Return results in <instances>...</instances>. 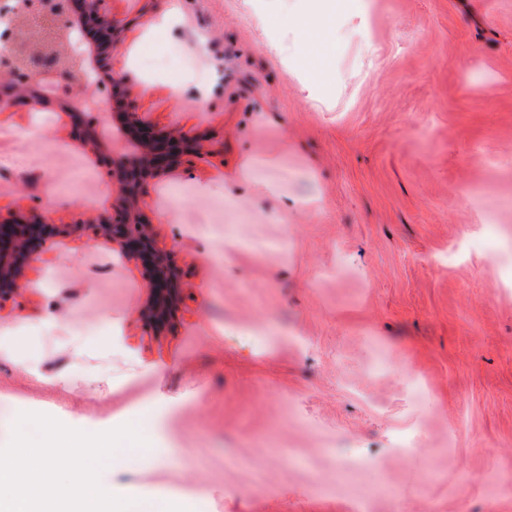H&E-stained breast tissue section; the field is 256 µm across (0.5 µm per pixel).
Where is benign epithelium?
Segmentation results:
<instances>
[{"label":"benign epithelium","instance_id":"obj_1","mask_svg":"<svg viewBox=\"0 0 512 512\" xmlns=\"http://www.w3.org/2000/svg\"><path fill=\"white\" fill-rule=\"evenodd\" d=\"M105 0H61L60 11L68 24L88 38L87 57L95 70L102 67L103 55L120 43L121 30L104 9ZM0 74L8 82L0 84V112L25 107L48 109L58 102L71 100L70 82L60 79L59 90L47 101L35 94H21L43 82L47 75L20 73L11 57L0 58ZM107 88L111 118L122 129L133 150L121 155L101 141L99 120L94 112L81 110L68 116L83 145L102 154V161L118 199L112 207L99 213L94 223L84 225L95 238L119 245L124 255L134 261L150 293L140 313L144 325L160 330L167 326L178 304L182 285L181 273L173 261L174 249L160 245L150 230L139 206L151 181L161 173L189 160L201 150L195 134L182 131L162 132L148 125L135 108L116 93L118 82L99 79ZM63 233L49 211L0 218V297L19 293L24 287V271L41 260L47 245Z\"/></svg>","mask_w":512,"mask_h":512}]
</instances>
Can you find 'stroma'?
I'll return each instance as SVG.
<instances>
[{
	"label": "stroma",
	"mask_w": 512,
	"mask_h": 512,
	"mask_svg": "<svg viewBox=\"0 0 512 512\" xmlns=\"http://www.w3.org/2000/svg\"><path fill=\"white\" fill-rule=\"evenodd\" d=\"M107 0L106 71L141 118L201 134L140 206L183 269L170 329L71 170L0 190V215L65 225L0 322V377L66 391L59 419L138 425L102 486L142 512H512V0ZM341 35L295 54L298 20ZM282 46L281 54L268 51ZM120 267L94 279L100 253ZM88 356L123 372L76 375ZM415 433L421 455L395 448ZM370 451L355 481L347 447Z\"/></svg>",
	"instance_id": "obj_1"
}]
</instances>
